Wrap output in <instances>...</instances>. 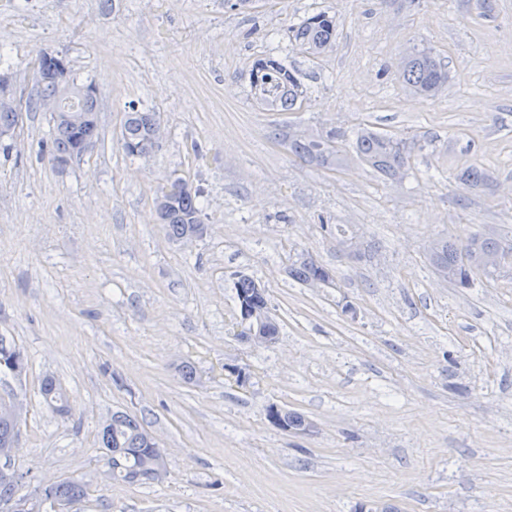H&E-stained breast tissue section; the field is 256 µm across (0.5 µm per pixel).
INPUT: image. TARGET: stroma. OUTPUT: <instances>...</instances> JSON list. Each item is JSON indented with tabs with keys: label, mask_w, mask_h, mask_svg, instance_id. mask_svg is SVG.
I'll return each instance as SVG.
<instances>
[{
	"label": "stroma",
	"mask_w": 512,
	"mask_h": 512,
	"mask_svg": "<svg viewBox=\"0 0 512 512\" xmlns=\"http://www.w3.org/2000/svg\"><path fill=\"white\" fill-rule=\"evenodd\" d=\"M320 11L336 40L315 57L288 31ZM416 45L448 67L436 97L400 78ZM0 49L25 104L0 138V337L28 360L0 398L23 408L22 493L74 477L87 496L71 512H512V275L461 289L426 252L442 236L512 239V0H0ZM41 52L97 88L98 137L64 168L49 113L28 106ZM269 57L297 72L300 110L257 99ZM132 102L162 128L135 160ZM361 127L421 141L403 179L348 142L334 170L288 148ZM471 165L486 174L474 190L459 180ZM174 175L202 193L189 242L153 206ZM332 224L375 252L340 250ZM308 254L333 284L289 276ZM242 274L267 290L271 345L237 334ZM47 374L67 416L38 395ZM272 405L313 431L274 427ZM117 410L163 449L162 482L108 479L99 432Z\"/></svg>",
	"instance_id": "1"
}]
</instances>
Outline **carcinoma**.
I'll list each match as a JSON object with an SVG mask.
<instances>
[{
	"label": "carcinoma",
	"instance_id": "1",
	"mask_svg": "<svg viewBox=\"0 0 512 512\" xmlns=\"http://www.w3.org/2000/svg\"><path fill=\"white\" fill-rule=\"evenodd\" d=\"M291 38L297 46L311 55H320L332 47L336 20L324 12L314 13L290 29ZM402 81L419 95L433 97L448 83L446 66L430 51H416L401 72ZM269 82L288 87V100L282 109L290 110L297 99L304 95L301 82L295 73L274 60H260L252 70V84L265 85ZM78 92L86 84L77 83L72 70H67L63 84L44 82L36 100V107L48 99L59 100V109L69 112L73 109L85 112L89 118L82 122L52 121V157L72 155L81 146L92 142L98 135V98L95 96L73 102L64 88ZM19 113L12 94L0 88V131L16 128ZM155 113L140 110L135 104L129 105L123 124L124 149L129 157H146L154 149L153 138L156 131L153 122ZM346 134L334 130L324 137L294 135L288 138L291 152L300 159L318 166L333 169L342 166L347 156L342 153L341 144ZM422 149L416 141H404L388 134L365 129L355 141L358 158L393 179L404 177L411 154ZM200 191L190 188L182 193L165 196V202L156 207L163 211L159 215L168 236L182 240L192 233L203 234L198 198ZM429 260L436 273L457 288H472L481 278L496 277L498 266L512 268V252L506 251L501 241L491 237L474 236L466 240L440 238L430 248ZM291 276L301 283L309 284L325 281L331 271L311 256L302 258L290 268ZM239 310L268 313L266 290L250 276L241 275L235 282ZM19 350L6 344L0 337V374L19 375L25 369V362L15 363ZM44 403L59 415L66 414L64 395L55 379L47 376L40 387ZM15 409L13 403L0 398V448H9L20 432V421L5 413V409ZM102 448L108 456L107 465L112 479L128 484H146L157 481L153 473V463L158 453V445L143 429L138 420L126 413H114L103 425L101 431ZM20 475L14 470L0 468V512H11L16 503L14 490ZM86 495L85 485L72 478L55 482L36 503V512H42L46 502L51 507L70 505Z\"/></svg>",
	"mask_w": 512,
	"mask_h": 512
}]
</instances>
